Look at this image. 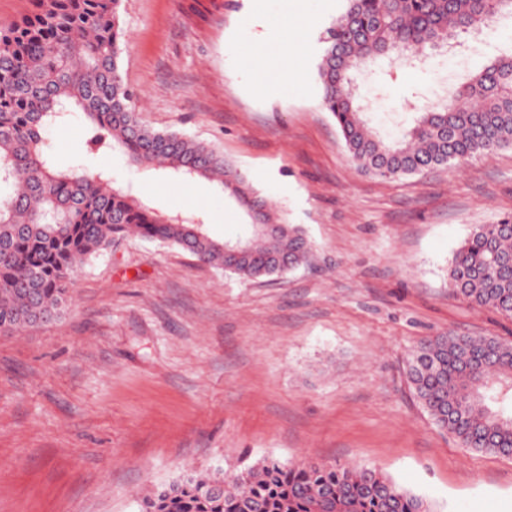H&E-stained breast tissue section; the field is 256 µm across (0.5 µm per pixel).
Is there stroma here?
<instances>
[{
	"mask_svg": "<svg viewBox=\"0 0 512 512\" xmlns=\"http://www.w3.org/2000/svg\"><path fill=\"white\" fill-rule=\"evenodd\" d=\"M345 0H121L125 84L146 123L223 152L309 240L311 262L243 280L189 252L117 238L73 277L51 323L0 332V512H136L191 470L274 457L374 469L433 512H512V457L470 451L415 399L410 354L442 333L512 342V320L454 296L448 267L477 224L512 218V149L396 181L351 159L321 105L325 29ZM306 20L297 85L240 68L256 42ZM489 39L434 54L424 69L379 60L355 76L375 128L396 133L487 63ZM63 162L106 169L140 192L160 172L117 151ZM155 208L244 234L173 190Z\"/></svg>",
	"mask_w": 512,
	"mask_h": 512,
	"instance_id": "35a3bbf8",
	"label": "stroma"
}]
</instances>
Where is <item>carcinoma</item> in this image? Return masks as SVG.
Instances as JSON below:
<instances>
[{"mask_svg":"<svg viewBox=\"0 0 512 512\" xmlns=\"http://www.w3.org/2000/svg\"><path fill=\"white\" fill-rule=\"evenodd\" d=\"M35 10L0 29V331L49 323L67 305L78 262L135 232L180 247L240 279L283 275L307 263L302 228L269 207L252 181L216 149L147 125L126 87L127 34L120 0H33ZM329 26L318 64L322 106L351 158L394 181L512 148V49L480 68L457 103L426 111L394 138L373 128L352 96L354 71L380 56L422 61L473 31L512 17V0H346ZM77 116L87 153L119 149L134 165L205 179L252 224L276 236L211 238L102 173L60 164L50 128ZM240 252L234 258L224 246ZM451 292L512 319V222L472 228L448 267ZM413 393L434 424L464 448L512 456V343L492 336L438 335L409 363ZM138 512H431L421 495L370 469L266 458L227 479L224 471L175 480Z\"/></svg>","mask_w":512,"mask_h":512,"instance_id":"obj_1","label":"carcinoma"}]
</instances>
